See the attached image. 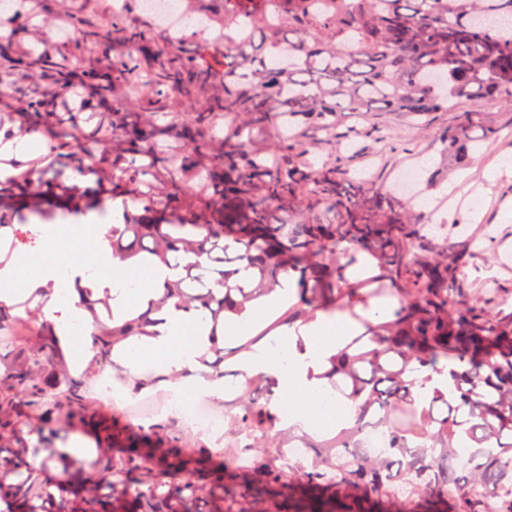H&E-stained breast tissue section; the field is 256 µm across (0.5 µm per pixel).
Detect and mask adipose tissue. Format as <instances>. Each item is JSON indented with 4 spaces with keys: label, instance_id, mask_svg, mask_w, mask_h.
<instances>
[{
    "label": "adipose tissue",
    "instance_id": "ef3b65f1",
    "mask_svg": "<svg viewBox=\"0 0 512 512\" xmlns=\"http://www.w3.org/2000/svg\"><path fill=\"white\" fill-rule=\"evenodd\" d=\"M107 225H98L94 236L77 235L74 225L54 224L48 229L52 242V264L30 259L10 263L0 269V300L11 302L22 292H31L54 279L57 269L82 272V258L111 265L115 277L127 274L126 264L112 261L107 245ZM156 336L125 350L128 366L144 360L160 362L171 369L194 367L208 347L202 324L196 314L171 307L157 312ZM352 332L349 322L330 319L319 322L305 334V350H297L289 336L278 337L275 344L256 345L247 364L249 373H265L277 378L281 390L288 394L290 424L321 429L336 422V402L321 381L309 379V371H320L326 357L337 353Z\"/></svg>",
    "mask_w": 512,
    "mask_h": 512
}]
</instances>
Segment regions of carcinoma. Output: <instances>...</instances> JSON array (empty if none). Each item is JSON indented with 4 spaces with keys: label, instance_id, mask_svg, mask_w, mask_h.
<instances>
[{
    "label": "carcinoma",
    "instance_id": "cac0c4a2",
    "mask_svg": "<svg viewBox=\"0 0 512 512\" xmlns=\"http://www.w3.org/2000/svg\"><path fill=\"white\" fill-rule=\"evenodd\" d=\"M224 69L187 59L188 41L153 48L144 73L134 53L155 30L114 15L71 25L82 45H112L103 70H88L65 53L29 51L23 28L0 38V109L33 105L27 123L0 122V137L41 136L62 166L102 175L100 193L132 203L112 225V257L158 270L161 291L150 301L202 314L214 336L295 277L297 301L268 327L220 357L241 362L280 327H309L320 315L346 314L364 328L316 375L356 408L353 419L312 449V464L284 462L275 377H248L240 411L228 430L245 434L252 468L229 464L195 475L206 453L169 438H126L112 459L107 432L102 473L76 485L55 484L28 462L24 431L40 432L19 397L56 391L58 421L70 428L83 412L82 379L56 324L30 325L52 294L0 301V330L27 328L23 344L0 361V512H370L404 499L422 512H512V296L497 306L465 282L477 250L469 241L443 246L423 234L413 196L388 191L348 171L308 159L301 139L308 118L331 132L339 112H405L420 117L464 100L512 106V0H220ZM222 83L223 92L213 91ZM85 89L100 112H61L64 91ZM134 107L128 112L126 108ZM227 119L223 134L218 117ZM274 127L277 137L265 136ZM452 160L468 165L488 147L481 112H465L448 135ZM41 158L14 159L0 176V242L5 260L30 253L38 236L29 216L48 222L40 198L54 196L75 215L94 209L76 184L43 179ZM234 245L231 269H216V290L186 291L194 269ZM244 276H239L240 272ZM84 321L94 336L95 363L112 362L119 345L154 336L144 313L114 315L110 291L75 278ZM395 296L378 320L372 301ZM448 372L445 389L423 392L426 372ZM370 426L385 427L388 451L357 447ZM469 449L466 462L457 451Z\"/></svg>",
    "mask_w": 512,
    "mask_h": 512
}]
</instances>
